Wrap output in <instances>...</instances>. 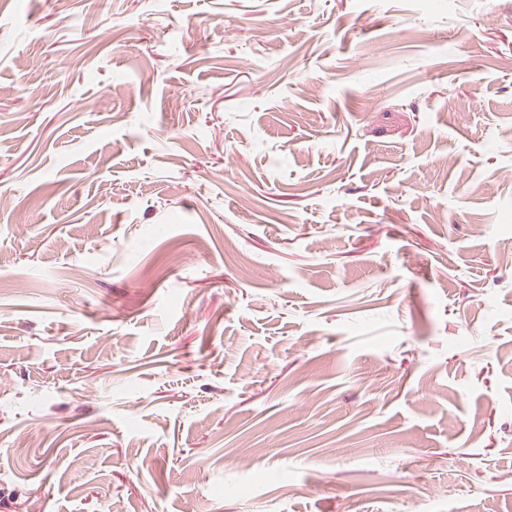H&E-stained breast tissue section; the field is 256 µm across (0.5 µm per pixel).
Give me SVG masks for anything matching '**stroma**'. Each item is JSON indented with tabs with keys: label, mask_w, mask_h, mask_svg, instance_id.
Returning a JSON list of instances; mask_svg holds the SVG:
<instances>
[{
	"label": "stroma",
	"mask_w": 512,
	"mask_h": 512,
	"mask_svg": "<svg viewBox=\"0 0 512 512\" xmlns=\"http://www.w3.org/2000/svg\"><path fill=\"white\" fill-rule=\"evenodd\" d=\"M509 57L512 0H0V512H512Z\"/></svg>",
	"instance_id": "stroma-1"
}]
</instances>
